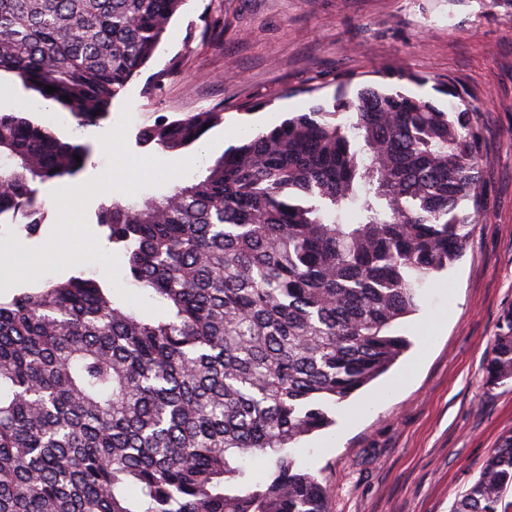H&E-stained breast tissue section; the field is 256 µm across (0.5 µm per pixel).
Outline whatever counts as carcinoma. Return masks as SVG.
Instances as JSON below:
<instances>
[{
    "label": "carcinoma",
    "instance_id": "cac0c4a2",
    "mask_svg": "<svg viewBox=\"0 0 512 512\" xmlns=\"http://www.w3.org/2000/svg\"><path fill=\"white\" fill-rule=\"evenodd\" d=\"M185 2L0 0V73L93 125ZM445 93L448 111L372 87L338 96L160 200L102 204L161 317L81 274L0 296V512H330L298 445L409 347L401 320L469 238L481 138L466 91ZM222 122L161 117L139 139L177 152ZM89 154L0 111V224L36 232L40 186ZM485 382H512V309ZM511 488L508 434L453 512H512Z\"/></svg>",
    "mask_w": 512,
    "mask_h": 512
}]
</instances>
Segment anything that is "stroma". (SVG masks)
Returning <instances> with one entry per match:
<instances>
[{"label":"stroma","mask_w":512,"mask_h":512,"mask_svg":"<svg viewBox=\"0 0 512 512\" xmlns=\"http://www.w3.org/2000/svg\"><path fill=\"white\" fill-rule=\"evenodd\" d=\"M168 70L162 86L152 76ZM412 80L392 79L393 71ZM470 95L485 143L481 204L462 257L432 282L400 330L410 348L366 388L339 404L335 425L305 438L298 462L331 490V512H450L486 456L512 433V385H484L504 310L512 307V0H187L159 49L97 125L42 106L14 83L0 110L22 112L91 148L82 171L46 183L36 235L0 225V294L22 280L80 269L106 283L129 310L153 312L96 219L107 182L117 199L161 196L203 177L243 138L287 117L356 97L374 86L447 107L442 83ZM219 108L223 124L200 150L167 152L139 141L162 116ZM114 139L116 149L103 145Z\"/></svg>","instance_id":"1"}]
</instances>
